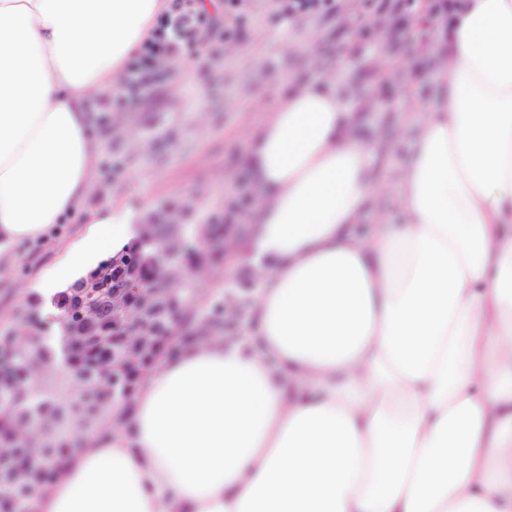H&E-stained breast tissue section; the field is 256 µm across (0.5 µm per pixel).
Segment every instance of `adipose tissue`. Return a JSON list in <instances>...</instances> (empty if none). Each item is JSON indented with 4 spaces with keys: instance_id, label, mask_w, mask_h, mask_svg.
I'll use <instances>...</instances> for the list:
<instances>
[{
    "instance_id": "obj_1",
    "label": "adipose tissue",
    "mask_w": 512,
    "mask_h": 512,
    "mask_svg": "<svg viewBox=\"0 0 512 512\" xmlns=\"http://www.w3.org/2000/svg\"><path fill=\"white\" fill-rule=\"evenodd\" d=\"M167 7L0 0V260L64 245L41 295L147 218L87 210L89 102L121 93ZM437 68L445 93L403 115L396 224L334 79L256 100L249 234L224 270L262 271L254 329L162 358L36 512H512V0L458 5Z\"/></svg>"
}]
</instances>
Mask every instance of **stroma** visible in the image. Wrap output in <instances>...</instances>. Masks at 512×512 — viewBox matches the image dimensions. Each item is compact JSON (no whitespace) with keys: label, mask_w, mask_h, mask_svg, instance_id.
Here are the masks:
<instances>
[{"label":"stroma","mask_w":512,"mask_h":512,"mask_svg":"<svg viewBox=\"0 0 512 512\" xmlns=\"http://www.w3.org/2000/svg\"><path fill=\"white\" fill-rule=\"evenodd\" d=\"M246 4L234 53L205 50L191 73L169 75L140 106L123 112V129L104 140L90 208L117 198L153 212L174 206L195 224L218 218L237 223L246 198L242 154L249 133L264 119L252 101L275 102L288 87L320 77L297 46L304 37L311 39L322 68L335 69L345 107L366 95L374 99L361 117L368 130L381 133L384 145L377 167L384 189L376 203L386 207L396 197L395 172L405 159L401 142L407 136L401 116L442 92L434 60L448 41L447 20L425 12L383 16L379 0H357V15L348 24L280 16L277 0ZM283 28L289 45L274 48L271 41ZM55 259L52 250L33 256L20 246L15 262L0 267V344L33 306L23 295L26 282Z\"/></svg>","instance_id":"1"}]
</instances>
